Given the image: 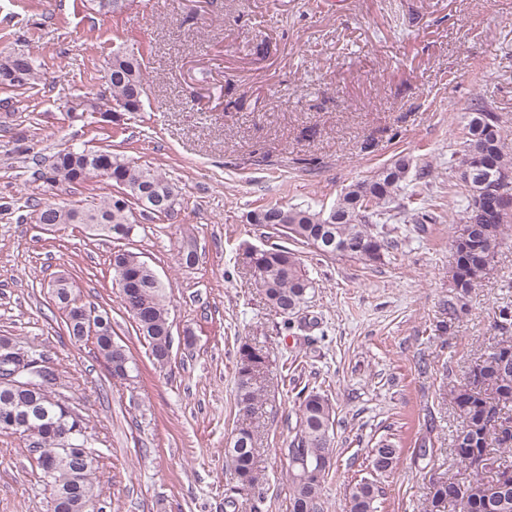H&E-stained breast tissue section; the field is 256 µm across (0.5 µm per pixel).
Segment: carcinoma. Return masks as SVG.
<instances>
[{
    "label": "carcinoma",
    "mask_w": 512,
    "mask_h": 512,
    "mask_svg": "<svg viewBox=\"0 0 512 512\" xmlns=\"http://www.w3.org/2000/svg\"><path fill=\"white\" fill-rule=\"evenodd\" d=\"M1 70H14L19 78L12 86H24L35 79L31 58L13 54L0 62ZM112 100L125 112H138L146 95L141 58L121 48L112 50L105 75ZM469 166L476 177L450 186L467 201L464 228L454 241V264L449 269L448 315L458 317L466 310L464 299L491 274L493 263L480 262L481 255L499 247L511 213H500L490 199L476 201L480 190L477 177L499 167L512 168V152L505 149L497 117L482 109L472 116L463 141L458 166ZM411 159L401 157L378 170L370 179L345 189L335 204L339 217L311 207L275 203L252 213L257 224H276L285 236L315 248L321 256L333 257L348 244L356 251L350 258L377 264L398 250L399 241L387 224L396 218L392 211H405L404 199ZM91 176L101 177L120 189V194L105 197L88 207L74 208L45 204L37 206L36 221L43 224H82L93 236L127 238L134 231L130 204L142 210L171 217L180 205L179 187L156 171L138 166L108 150L68 149L58 152L46 171L44 182L71 184ZM254 284L267 301L285 318L287 328L307 303L313 281L295 253L271 244L257 250L246 249ZM113 280L126 312L140 334L148 341L158 365L167 363L172 349L166 289L153 269L132 252L112 256ZM495 325L505 336L487 348L479 363L453 385L451 400L459 424L453 435L456 459L471 469L474 477L460 482L452 476L431 483L424 512H445L452 505L457 512H512V308L498 309ZM98 354L108 365H125L136 370L128 350L109 336L94 339ZM42 353L34 345L16 352L1 366L15 371L35 363ZM267 368L266 352L247 341L238 351L237 405L249 413L258 408L263 396L262 378ZM60 373L50 368L46 392L13 389L0 381V411L9 405L46 408L48 416L37 423V469L53 460L52 498L62 497L66 507L55 504L52 512H89L96 497L94 464L86 465L76 452H65L61 427L77 429L92 447L87 424L58 393ZM299 416L294 438L287 448L288 475L293 485L290 512H323V489L330 467L321 470L319 479L303 480L305 466L336 453L334 410L327 396L310 391L299 395ZM256 440L248 428H238L226 449L225 467L232 482L246 491L248 499H263V478L256 466ZM399 449L382 441L372 449V467L383 473L393 468ZM491 474L485 479L483 473ZM383 495L377 481L358 480L349 492V512H378Z\"/></svg>",
    "instance_id": "obj_1"
}]
</instances>
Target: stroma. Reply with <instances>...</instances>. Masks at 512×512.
Returning <instances> with one entry per match:
<instances>
[{"label": "stroma", "instance_id": "obj_1", "mask_svg": "<svg viewBox=\"0 0 512 512\" xmlns=\"http://www.w3.org/2000/svg\"><path fill=\"white\" fill-rule=\"evenodd\" d=\"M141 54L147 95L116 112L105 66L116 47ZM22 52L37 78L0 84V336L37 346L95 443L104 512H289L286 449L302 388L336 412L337 460L324 512H348L349 487L370 476L382 439L401 450L381 476L380 512H423L433 478L454 466L458 424L450 378L493 343L512 304V232L494 275L449 318L452 241L463 206L448 193L464 127L479 106L512 145V0H0V59ZM108 149L175 182L174 217L132 207L135 230L116 240L79 224L42 229L34 207L86 205L115 193L90 177L50 185L37 172L68 148ZM409 188L436 205L426 231L398 224L397 252L368 265L322 257L248 221L270 202L329 209L344 189L399 156ZM192 237L198 261L180 264ZM285 246L315 288L289 330L254 285L246 247ZM138 253L166 288L171 360L154 364L112 283V255ZM73 283L108 310L113 338L137 365L110 375L93 341L71 342L50 284ZM268 356L254 415L236 403L237 350ZM257 438L267 478L260 507L224 502V450L236 427ZM427 444V459L416 458ZM48 493L23 439L0 434V512H47Z\"/></svg>", "mask_w": 512, "mask_h": 512}]
</instances>
